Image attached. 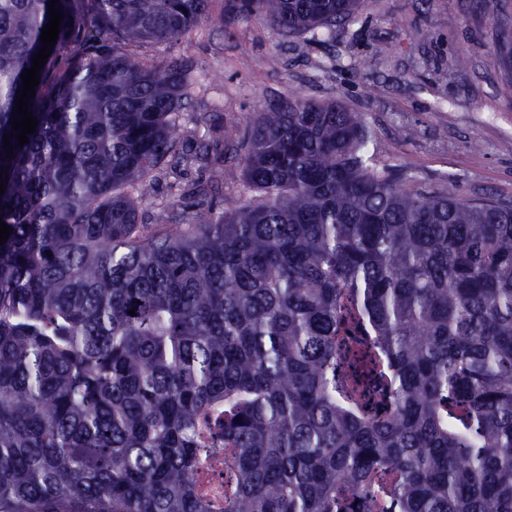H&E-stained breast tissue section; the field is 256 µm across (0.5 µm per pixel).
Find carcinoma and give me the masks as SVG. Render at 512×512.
Listing matches in <instances>:
<instances>
[{"mask_svg": "<svg viewBox=\"0 0 512 512\" xmlns=\"http://www.w3.org/2000/svg\"><path fill=\"white\" fill-rule=\"evenodd\" d=\"M47 2L0 0V512H512V201L413 189L360 113L290 97L246 123L238 204L142 224L190 78L130 46L211 0H59L10 159ZM359 5L226 8L292 37ZM200 121L206 162L239 124ZM212 459L205 458L203 471L207 473L209 486L213 488H224V481L232 478V473L224 466V456L218 455Z\"/></svg>", "mask_w": 512, "mask_h": 512, "instance_id": "carcinoma-1", "label": "carcinoma"}]
</instances>
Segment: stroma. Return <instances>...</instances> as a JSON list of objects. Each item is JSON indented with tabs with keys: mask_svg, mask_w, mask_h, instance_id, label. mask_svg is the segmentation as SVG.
<instances>
[{
	"mask_svg": "<svg viewBox=\"0 0 512 512\" xmlns=\"http://www.w3.org/2000/svg\"><path fill=\"white\" fill-rule=\"evenodd\" d=\"M225 5L212 0L210 20L183 40L140 48L159 64L183 58L194 77L176 151L143 190V221L160 203L220 210L238 200L240 141L224 145L220 190L208 169L184 159L204 133L196 115L242 123L293 96L361 113L379 146L375 166L413 188L452 182L465 201L512 199V81L498 53L512 30V0H361L355 18L323 42L227 16Z\"/></svg>",
	"mask_w": 512,
	"mask_h": 512,
	"instance_id": "1",
	"label": "stroma"
}]
</instances>
